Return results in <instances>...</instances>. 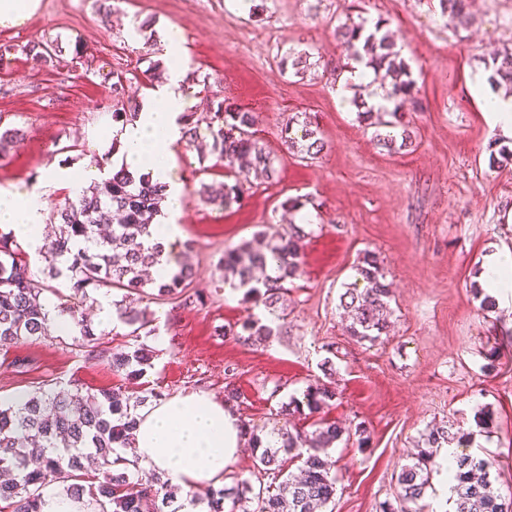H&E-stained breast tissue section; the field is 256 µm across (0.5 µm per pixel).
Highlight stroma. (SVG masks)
<instances>
[{
    "mask_svg": "<svg viewBox=\"0 0 512 512\" xmlns=\"http://www.w3.org/2000/svg\"><path fill=\"white\" fill-rule=\"evenodd\" d=\"M255 3L252 13L240 0H110L105 21L97 0H42L26 24L0 29V43L55 39L63 48L54 67L20 51L0 67V124L27 132L20 148L0 157V186L38 182L52 164L78 171L107 154L113 71L130 77L135 103L151 93L137 20L156 32L180 28L185 61L234 105L257 113L256 136L278 170L271 181L248 178L242 204L222 209L195 191L224 183L223 162L179 147L187 192L180 252L203 304H151L148 336H129L119 321L103 326L109 348L152 350L151 368L132 380L85 358L73 326L0 347V400L74 384L92 393L119 387L135 400L153 391L220 400L230 382L234 412L260 436L281 427L311 432L322 418L351 429L329 450L336 495L327 512H379L380 503L396 502L408 454L445 423L470 434L471 451L494 459L497 488L512 493V310L489 301L480 281L491 252L512 250V160L492 161L512 149V136L483 107L492 57L512 48V0H470L474 21L459 31L446 27L438 0ZM349 15L385 19L411 68L422 101L404 114L414 151L387 152L358 119L354 97L381 93L391 80L344 82L348 52L335 27ZM77 42L86 48L78 59ZM292 49L310 52L305 72L281 70L280 56ZM298 112L325 138L316 159H300L281 139ZM296 197L316 221L305 227L300 270L282 300L287 315L270 339L244 344L224 330L240 327L253 306L242 291L226 290L219 262L254 232L286 229L282 204ZM368 252L392 291L390 330L374 342L349 335L340 307ZM327 381L336 397L322 416L289 414L291 399ZM483 408L493 415L487 426L478 423ZM358 425L364 435H355Z\"/></svg>",
    "mask_w": 512,
    "mask_h": 512,
    "instance_id": "1",
    "label": "stroma"
}]
</instances>
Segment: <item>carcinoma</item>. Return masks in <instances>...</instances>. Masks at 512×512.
I'll return each instance as SVG.
<instances>
[{
	"instance_id": "1",
	"label": "carcinoma",
	"mask_w": 512,
	"mask_h": 512,
	"mask_svg": "<svg viewBox=\"0 0 512 512\" xmlns=\"http://www.w3.org/2000/svg\"><path fill=\"white\" fill-rule=\"evenodd\" d=\"M441 15L452 28L466 29L471 13L466 0H438ZM386 24L378 20L367 24L348 18L336 26L335 34L348 50V69L364 66L391 78V89L384 99L388 105L374 107L360 102L361 120L375 129V138L390 152L412 146V132L401 114L403 102H417L418 90L408 64L395 50V42ZM22 52L38 64L49 66L59 62V46L53 42H33ZM491 83L497 80L512 84V51L501 52L492 60ZM123 73L112 75V99L115 108L112 121L128 123L138 115L137 105L124 100ZM181 142L193 146L203 137L211 138V149L233 173L234 182L224 183L222 191L203 183L196 190L200 200L224 209L239 203L244 192L241 177L252 170L272 178L277 174L274 160L256 138L258 116L239 110L216 93L212 109L203 118L183 115ZM301 123V135L292 136L293 125ZM284 143L303 157L319 155L325 141L312 122L299 121L295 115L282 130ZM25 137L21 127H0V157L13 150ZM164 186L149 177H134L116 170L54 208L50 222L57 225L54 237L47 240L41 257L44 271L52 279L62 278L71 295L83 300L114 289L142 290L151 285L158 296L180 295L189 288L194 271L181 264L167 278L148 280L144 272L158 263L159 250L147 243L149 226L161 213ZM306 233L296 224L270 236L258 231L238 246L224 250L220 267L224 280L244 290V297L269 313L276 311L286 284L300 266ZM277 262L274 282H261L255 270L266 266L268 259ZM357 275L365 282L362 289L348 288L341 296V307L351 318L349 333L364 341H376L389 327L391 291L374 257L366 256L357 267ZM44 288L31 272L26 253L9 233H0V343L18 344L48 335L50 311L42 302ZM120 319L131 328L129 335L154 321L145 309L115 302ZM79 329L82 342L91 357L106 358L112 370L129 378L140 377L151 367L152 354L140 344L132 351H114L103 346L102 335L91 322L78 316L75 307L63 305ZM271 325L259 317H250L241 330L224 331V335L263 341L273 335ZM336 392L326 385L310 387L305 402H295L293 412L306 405L310 413L330 406ZM147 399L130 402L117 388L99 394L83 393L76 387L67 391H35L10 403H0V503L10 512H42L46 488L57 486L74 503L92 512H182L181 488L151 474L131 478L128 464L117 449L129 447L136 426L137 410ZM244 432L255 448L261 450L254 465L259 488L248 480L232 485L210 487L203 495L191 496L194 505L206 506V512H324L336 494V476L330 472L325 458L328 448L339 440L344 429L334 422H320L310 435L287 429L277 431L278 442L266 443L248 423ZM427 447L419 450L411 462L397 475L399 507L388 501L380 512H424L419 501L431 486L436 461L432 449L445 444L463 446V437L441 425L432 428L426 438ZM304 448L301 477L291 479L284 472V456ZM92 452L99 463L98 476L85 483L82 471L86 452ZM493 463L474 453L461 451L448 462V482L452 483L453 512H512V495L504 497L495 488Z\"/></svg>"
}]
</instances>
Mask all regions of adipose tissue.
Returning a JSON list of instances; mask_svg holds the SVG:
<instances>
[{"label": "adipose tissue", "instance_id": "ef3b65f1", "mask_svg": "<svg viewBox=\"0 0 512 512\" xmlns=\"http://www.w3.org/2000/svg\"><path fill=\"white\" fill-rule=\"evenodd\" d=\"M182 33L170 27L162 46L169 77L143 103L135 122L109 131L116 150L113 167L146 174L166 187L165 209L181 212L185 185L175 174L176 146L181 138L180 116L192 104L182 72ZM100 166L88 165L80 174L70 168L48 169L43 181L0 187V228L10 232L29 254L43 247V217L50 188L77 189L94 181ZM238 416L222 402L200 394H178L152 402L137 418L134 446L122 458L170 483L194 490L223 480L236 463L241 446Z\"/></svg>", "mask_w": 512, "mask_h": 512}]
</instances>
